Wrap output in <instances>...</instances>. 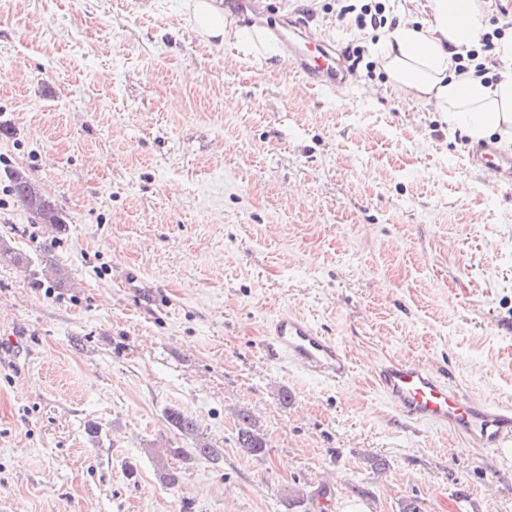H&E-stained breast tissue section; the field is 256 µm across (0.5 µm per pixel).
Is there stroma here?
<instances>
[{
	"mask_svg": "<svg viewBox=\"0 0 512 512\" xmlns=\"http://www.w3.org/2000/svg\"><path fill=\"white\" fill-rule=\"evenodd\" d=\"M336 9L257 0L255 15H309L312 38L377 62L372 29ZM287 52L206 42L186 0H0V170L23 167L67 216L52 236L0 178V241L50 245L76 281L34 288L0 262L12 512H512V463L402 424L373 379L405 358L512 401V185L468 164L442 113L378 93L383 69L334 95ZM129 272L159 304L122 288ZM285 313L347 351L346 381L267 352ZM242 407L264 455L236 444ZM166 420L181 435L192 440L193 450L196 455L205 459H217V448H212L208 441L198 435L197 423L192 417L180 409L169 408L166 413Z\"/></svg>",
	"mask_w": 512,
	"mask_h": 512,
	"instance_id": "35a3bbf8",
	"label": "stroma"
}]
</instances>
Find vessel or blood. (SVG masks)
I'll return each mask as SVG.
<instances>
[{
	"instance_id": "vessel-or-blood-1",
	"label": "vessel or blood",
	"mask_w": 512,
	"mask_h": 512,
	"mask_svg": "<svg viewBox=\"0 0 512 512\" xmlns=\"http://www.w3.org/2000/svg\"><path fill=\"white\" fill-rule=\"evenodd\" d=\"M308 19L294 22L289 33L276 23H258L266 36L282 37L292 51L295 72L310 86L334 94L343 93L350 81L344 57L329 45L306 38ZM471 160L487 170L512 177V155L489 144L476 145ZM265 345L282 361L318 375L341 380L350 372L347 353L306 318L280 314L265 328ZM378 387L395 412L411 424L444 426L465 437L474 447L506 458L512 456V404L477 403L451 389L438 373L406 360H390L376 374Z\"/></svg>"
}]
</instances>
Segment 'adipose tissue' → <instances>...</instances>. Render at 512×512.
Instances as JSON below:
<instances>
[{
  "label": "adipose tissue",
  "mask_w": 512,
  "mask_h": 512,
  "mask_svg": "<svg viewBox=\"0 0 512 512\" xmlns=\"http://www.w3.org/2000/svg\"><path fill=\"white\" fill-rule=\"evenodd\" d=\"M187 9L204 40L227 37L224 9L215 0H189ZM423 10L427 19L421 27L400 21L382 46L392 89L443 112L448 124L462 125L471 141L493 135L512 140V42L503 45L508 62L496 79L455 71L456 54L487 25L489 0H425Z\"/></svg>",
  "instance_id": "ef3b65f1"
}]
</instances>
